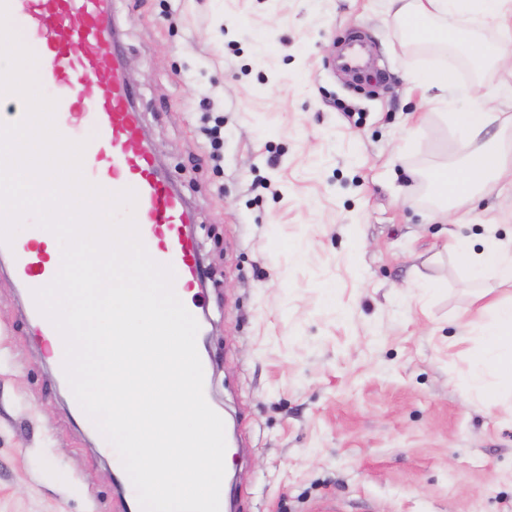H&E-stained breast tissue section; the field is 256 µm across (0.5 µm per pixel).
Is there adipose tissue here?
<instances>
[{
  "mask_svg": "<svg viewBox=\"0 0 512 512\" xmlns=\"http://www.w3.org/2000/svg\"><path fill=\"white\" fill-rule=\"evenodd\" d=\"M383 2L413 41L462 45L464 54L475 63L488 60L504 65L512 61V0ZM462 20L495 25L501 35L498 50H490L475 40H463L458 27ZM450 119L457 132L462 163L436 168L427 179V189L435 202L455 207L472 200L512 171V153L504 143L486 136L492 124L505 128L512 123L477 100L464 111L451 113ZM447 248L462 270L488 283L482 294V316L474 324L482 348L473 357L468 371L472 403L488 413L512 411V300L497 295L500 288L512 287V239L506 241L491 233L477 249L467 239L453 236Z\"/></svg>",
  "mask_w": 512,
  "mask_h": 512,
  "instance_id": "adipose-tissue-1",
  "label": "adipose tissue"
}]
</instances>
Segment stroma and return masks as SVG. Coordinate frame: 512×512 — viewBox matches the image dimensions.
Here are the masks:
<instances>
[{
    "label": "stroma",
    "mask_w": 512,
    "mask_h": 512,
    "mask_svg": "<svg viewBox=\"0 0 512 512\" xmlns=\"http://www.w3.org/2000/svg\"><path fill=\"white\" fill-rule=\"evenodd\" d=\"M381 3L112 0L135 108L193 216L234 512H512V416L467 402L479 284L444 248L492 217L512 235V175L458 225L413 179L455 155L428 81L463 54L408 42ZM354 33L373 56L351 84L333 61ZM11 267L0 512H120L128 475L73 411Z\"/></svg>",
    "instance_id": "35a3bbf8"
}]
</instances>
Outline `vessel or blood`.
<instances>
[{
	"mask_svg": "<svg viewBox=\"0 0 512 512\" xmlns=\"http://www.w3.org/2000/svg\"><path fill=\"white\" fill-rule=\"evenodd\" d=\"M112 0H8L9 16L21 21V37L37 45V73L41 87L57 101L55 124L66 138L81 129L93 132L83 154L85 179L103 188L137 194L134 216L151 258L171 266L175 291H192L200 277L197 248L185 232L192 214L184 197L160 174L139 115L115 31L109 21ZM363 46L350 40L336 60L338 70L357 74ZM111 70L108 93L83 103L76 93L79 82ZM56 266L45 264L41 253L24 249L15 267L18 279L42 288L55 277Z\"/></svg>",
	"mask_w": 512,
	"mask_h": 512,
	"instance_id": "b4317fda",
	"label": "vessel or blood"
}]
</instances>
